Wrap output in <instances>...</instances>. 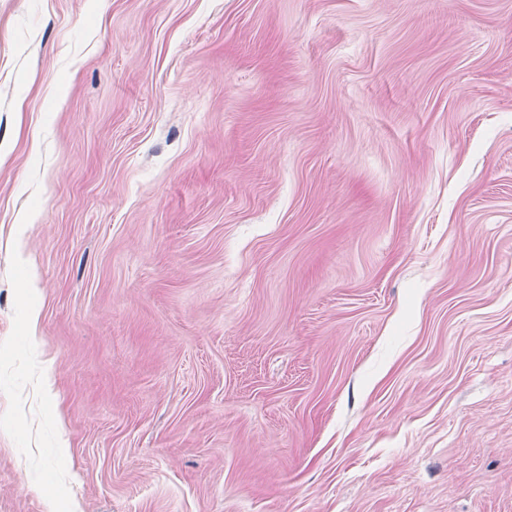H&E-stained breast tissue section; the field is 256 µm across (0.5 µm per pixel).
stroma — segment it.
<instances>
[{"mask_svg":"<svg viewBox=\"0 0 512 512\" xmlns=\"http://www.w3.org/2000/svg\"><path fill=\"white\" fill-rule=\"evenodd\" d=\"M0 512H512V0H0Z\"/></svg>","mask_w":512,"mask_h":512,"instance_id":"stroma-1","label":"stroma"}]
</instances>
